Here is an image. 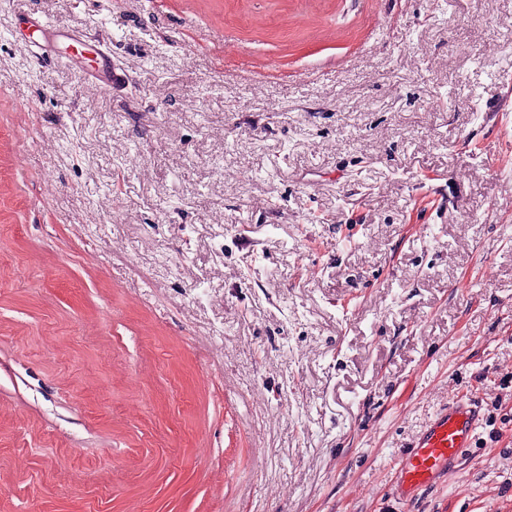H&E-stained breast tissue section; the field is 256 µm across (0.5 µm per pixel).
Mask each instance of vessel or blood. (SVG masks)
I'll use <instances>...</instances> for the list:
<instances>
[{"mask_svg": "<svg viewBox=\"0 0 512 512\" xmlns=\"http://www.w3.org/2000/svg\"><path fill=\"white\" fill-rule=\"evenodd\" d=\"M96 61V79L103 89H111L121 81L122 76L108 55L97 53ZM481 421L479 404L466 397H456L440 408L396 460L389 487L391 497L413 499L451 475L464 451L472 447Z\"/></svg>", "mask_w": 512, "mask_h": 512, "instance_id": "b4317fda", "label": "vessel or blood"}]
</instances>
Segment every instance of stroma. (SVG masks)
Wrapping results in <instances>:
<instances>
[{"instance_id": "obj_1", "label": "stroma", "mask_w": 512, "mask_h": 512, "mask_svg": "<svg viewBox=\"0 0 512 512\" xmlns=\"http://www.w3.org/2000/svg\"><path fill=\"white\" fill-rule=\"evenodd\" d=\"M0 512H512V0H0ZM96 79L99 85L105 90H112V86L122 80V75L112 66V59L103 53L97 52ZM481 421L480 406L470 398L457 396L440 408L396 460L391 497L412 500L420 491L448 478L464 451L472 448Z\"/></svg>"}]
</instances>
